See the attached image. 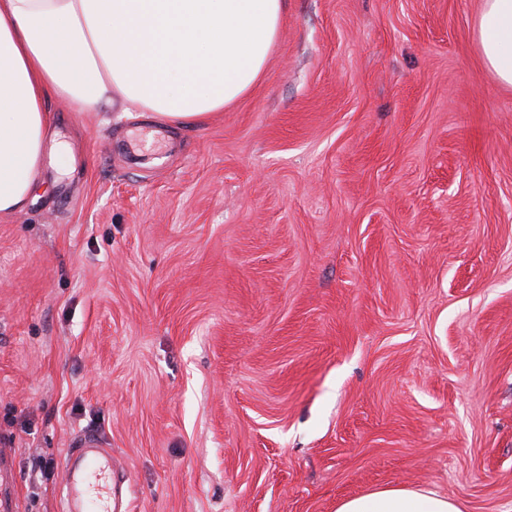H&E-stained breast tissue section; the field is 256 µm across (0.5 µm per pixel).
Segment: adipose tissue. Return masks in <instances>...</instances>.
<instances>
[{
    "mask_svg": "<svg viewBox=\"0 0 512 512\" xmlns=\"http://www.w3.org/2000/svg\"><path fill=\"white\" fill-rule=\"evenodd\" d=\"M285 0H0V214L37 197L49 153L50 98L77 112L137 104L162 124L205 123L263 76ZM487 69L512 86V0H482ZM336 512H463L426 488L385 487Z\"/></svg>",
    "mask_w": 512,
    "mask_h": 512,
    "instance_id": "obj_1",
    "label": "adipose tissue"
}]
</instances>
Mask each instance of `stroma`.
Returning <instances> with one entry per match:
<instances>
[{
    "mask_svg": "<svg viewBox=\"0 0 512 512\" xmlns=\"http://www.w3.org/2000/svg\"><path fill=\"white\" fill-rule=\"evenodd\" d=\"M481 0H286L200 127L48 110L68 155L0 215L14 512H336L424 487L512 512V86ZM101 445L98 441L97 436L93 434H85L81 437L77 448H74L70 454V457L66 461V471L68 474L72 471V459L75 456L76 459H80L86 463V466L97 467L99 469L105 468L103 464L105 459Z\"/></svg>",
    "mask_w": 512,
    "mask_h": 512,
    "instance_id": "obj_1",
    "label": "stroma"
}]
</instances>
